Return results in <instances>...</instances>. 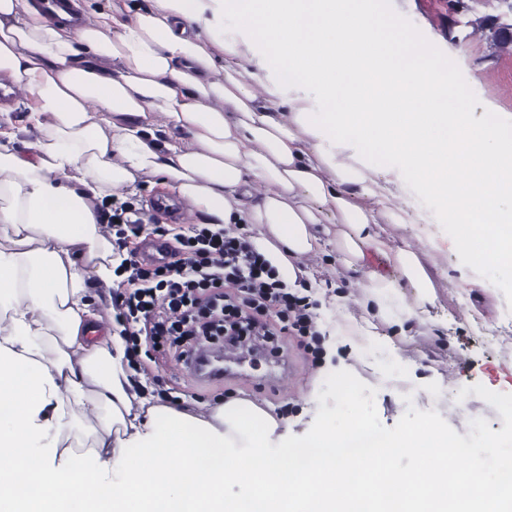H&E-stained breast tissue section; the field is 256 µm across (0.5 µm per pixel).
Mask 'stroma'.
Returning a JSON list of instances; mask_svg holds the SVG:
<instances>
[{
	"label": "stroma",
	"instance_id": "obj_1",
	"mask_svg": "<svg viewBox=\"0 0 512 512\" xmlns=\"http://www.w3.org/2000/svg\"><path fill=\"white\" fill-rule=\"evenodd\" d=\"M378 12L440 61L452 88L463 91L475 120L496 116L512 126V45L490 48L476 24L477 16L494 14V6H479L474 15H453L447 0H378ZM408 193L436 245L429 259L440 283L435 312L447 319V332L419 328L395 351L381 344L352 347L348 337L337 335L336 324L343 313L361 318L356 291L314 264L304 281L319 348L306 349L299 337H289L295 381L271 390L236 377L200 386L174 349L151 359L144 341L138 360L147 392L154 395L163 387L192 406L230 395L249 400L274 416H286L294 439L338 425L353 411L388 437L431 424L448 430L476 456H492L488 435L512 439V412L499 402L512 392V285L498 274L471 269L440 206L417 187H409ZM340 291L345 300L339 304L335 297ZM343 376L355 389L349 400L339 393Z\"/></svg>",
	"mask_w": 512,
	"mask_h": 512
}]
</instances>
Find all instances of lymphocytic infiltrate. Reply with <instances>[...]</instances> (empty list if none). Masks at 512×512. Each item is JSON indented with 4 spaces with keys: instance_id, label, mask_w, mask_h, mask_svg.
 <instances>
[{
    "instance_id": "obj_1",
    "label": "lymphocytic infiltrate",
    "mask_w": 512,
    "mask_h": 512,
    "mask_svg": "<svg viewBox=\"0 0 512 512\" xmlns=\"http://www.w3.org/2000/svg\"><path fill=\"white\" fill-rule=\"evenodd\" d=\"M107 222L122 256L112 307L129 357H136L143 337L175 347L187 362L207 343L234 348L248 338L275 348L282 336L310 333L305 297L286 288L237 228L171 227L130 200L114 203ZM143 236L165 239L169 259L141 260L135 241Z\"/></svg>"
}]
</instances>
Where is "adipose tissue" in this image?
<instances>
[{
  "label": "adipose tissue",
  "instance_id": "ef3b65f1",
  "mask_svg": "<svg viewBox=\"0 0 512 512\" xmlns=\"http://www.w3.org/2000/svg\"><path fill=\"white\" fill-rule=\"evenodd\" d=\"M150 2L73 0L69 24L0 0V72L35 134L0 130V512H512V448L495 436L493 459L466 447L451 468L457 442L434 426L388 438L354 415L292 443L252 402L141 395L98 309L121 262L100 214L144 174L197 223L253 225L288 284L331 257L368 316L340 328L358 345L437 322L419 250L376 229L383 217L428 241L404 182L436 200L472 267L512 280V137L474 121L401 27L357 0ZM228 8L246 42L225 38ZM292 80L318 85L323 110L285 99Z\"/></svg>",
  "mask_w": 512,
  "mask_h": 512
}]
</instances>
